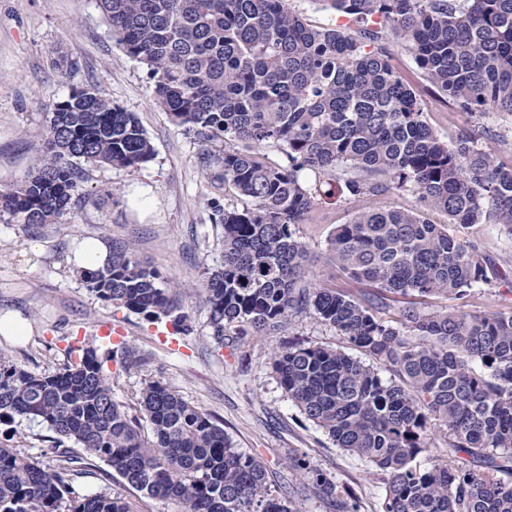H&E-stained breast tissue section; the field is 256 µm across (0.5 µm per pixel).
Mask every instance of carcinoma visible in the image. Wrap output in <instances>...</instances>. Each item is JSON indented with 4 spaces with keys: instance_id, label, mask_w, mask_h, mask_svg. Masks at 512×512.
Returning <instances> with one entry per match:
<instances>
[{
    "instance_id": "cac0c4a2",
    "label": "carcinoma",
    "mask_w": 512,
    "mask_h": 512,
    "mask_svg": "<svg viewBox=\"0 0 512 512\" xmlns=\"http://www.w3.org/2000/svg\"><path fill=\"white\" fill-rule=\"evenodd\" d=\"M324 2L350 24L311 25L287 0H96L119 45L147 66L157 107L199 142L224 145L203 162L248 201L215 207L223 263L202 288L214 341L232 348L236 328L267 336L313 311L390 379L320 345L274 352L272 370L307 420L383 476L382 512H512V309L424 311L428 298L462 300L487 282L483 256L457 231L490 223L512 235V166L473 132L451 145L437 136L385 46L390 33L403 39L457 110L512 114V0ZM41 152L40 167L0 188V217L57 224L76 189L73 160L135 168L154 149L133 113L82 87L47 113ZM340 168L354 173L344 181L353 196L409 188L448 216L432 224L419 211L365 208L337 225L329 255L370 287L358 297L303 281L308 248L296 232L336 195ZM82 279L102 301L191 331L129 247ZM390 294L404 298L395 320L382 316ZM138 405L131 417L115 400L93 346L68 345L62 367L40 374L0 356V428L42 423L56 453L45 466L0 440V512H133L119 493L74 495L73 477L99 462L185 512H298L260 460L163 380L148 381ZM436 429L456 459L423 467ZM290 465L332 512H358L308 460Z\"/></svg>"
}]
</instances>
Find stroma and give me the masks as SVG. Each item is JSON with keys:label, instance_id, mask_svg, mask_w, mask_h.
<instances>
[{"label": "stroma", "instance_id": "35a3bbf8", "mask_svg": "<svg viewBox=\"0 0 512 512\" xmlns=\"http://www.w3.org/2000/svg\"><path fill=\"white\" fill-rule=\"evenodd\" d=\"M387 47L392 65L415 90L440 138L451 142L483 127L490 135L482 146L491 147L498 162L512 163V116L456 110L424 77L404 41L389 37ZM85 85L138 117L154 156L128 169L78 162L77 188L61 223L26 228L0 219V316L20 317L28 326L27 336L18 341L0 335V354L26 370L49 372L62 364L69 342H97L95 324L110 321L123 329L128 351L118 358L112 344L97 342L98 353L112 376L114 397L126 410L135 411L146 380L162 379L222 424L235 448L293 485L298 512L326 508L290 468L289 459L297 454L330 476L341 494L354 496L360 512H381L384 486L372 465L336 448L306 420L271 370L273 352L290 344L354 354L344 337L307 312L278 333L244 337L233 351L216 349L201 283L204 269L222 261V229L213 204L224 194L212 185L201 144L156 107L147 68L113 38L95 0H0V186L40 165L47 112ZM367 207L407 211L420 204L406 189L364 197L343 191L319 202L296 227L309 250L307 280L360 293V285L329 261L327 240L336 225ZM460 237L483 255L489 282L462 301L431 298L427 312L491 313L512 307V236L496 224H474ZM86 239L109 248L132 245L140 261L157 269L163 285L171 288L191 333L174 334L172 325L149 322L91 293L74 264L77 245ZM73 486L82 495L121 493L134 512L183 510L176 501L148 498L122 485L103 463L95 475L75 479Z\"/></svg>", "mask_w": 512, "mask_h": 512}]
</instances>
